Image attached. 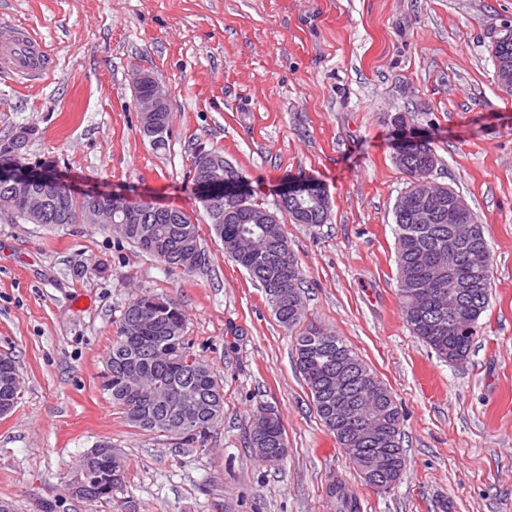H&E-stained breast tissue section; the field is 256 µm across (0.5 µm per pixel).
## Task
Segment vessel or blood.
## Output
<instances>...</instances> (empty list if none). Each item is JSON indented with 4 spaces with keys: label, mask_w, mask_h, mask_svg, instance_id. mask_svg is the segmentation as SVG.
Returning a JSON list of instances; mask_svg holds the SVG:
<instances>
[{
    "label": "vessel or blood",
    "mask_w": 512,
    "mask_h": 512,
    "mask_svg": "<svg viewBox=\"0 0 512 512\" xmlns=\"http://www.w3.org/2000/svg\"><path fill=\"white\" fill-rule=\"evenodd\" d=\"M52 59L43 43L28 29L16 25L0 27V73L27 84L41 80L51 69Z\"/></svg>",
    "instance_id": "1"
}]
</instances>
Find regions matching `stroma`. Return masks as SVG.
Returning a JSON list of instances; mask_svg holds the SVG:
<instances>
[{"mask_svg": "<svg viewBox=\"0 0 512 512\" xmlns=\"http://www.w3.org/2000/svg\"><path fill=\"white\" fill-rule=\"evenodd\" d=\"M512 0H0V26L32 30L53 67L0 76V139L34 127L29 151L71 189L175 206L196 217L204 263L171 274L93 224L56 229L0 210V353L22 377L0 417V501L13 512H512V97L497 84L495 28ZM171 91L164 145L139 132L133 78ZM426 134L431 178L459 191L493 253L489 303L467 358L413 336L397 288L393 208L408 180L400 133ZM220 149L276 210L291 177L320 183L323 224L286 222L307 321L366 361L402 411L403 474L380 493L316 414L296 331L225 255L195 194L192 162ZM175 299L194 351L220 375L224 416L205 446L126 425L101 389L125 304ZM288 439L280 466L249 446L261 408ZM109 441L127 465L111 500L68 488Z\"/></svg>", "mask_w": 512, "mask_h": 512, "instance_id": "35a3bbf8", "label": "stroma"}]
</instances>
